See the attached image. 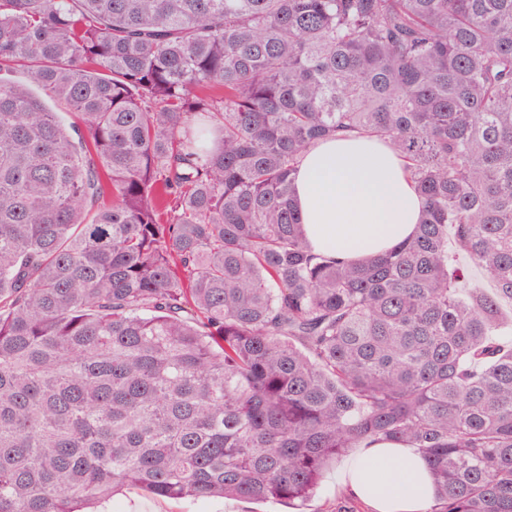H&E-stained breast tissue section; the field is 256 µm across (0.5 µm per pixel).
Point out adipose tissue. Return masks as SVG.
<instances>
[{
    "instance_id": "1",
    "label": "adipose tissue",
    "mask_w": 512,
    "mask_h": 512,
    "mask_svg": "<svg viewBox=\"0 0 512 512\" xmlns=\"http://www.w3.org/2000/svg\"><path fill=\"white\" fill-rule=\"evenodd\" d=\"M295 188L311 244L349 260L393 249L413 234L423 207L403 160L376 139L317 143L300 162ZM342 485L372 512H428L433 498L420 457L392 444L358 449Z\"/></svg>"
}]
</instances>
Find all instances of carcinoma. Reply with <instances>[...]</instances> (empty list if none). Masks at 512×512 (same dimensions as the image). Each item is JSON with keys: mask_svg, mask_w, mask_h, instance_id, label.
I'll return each instance as SVG.
<instances>
[{"mask_svg": "<svg viewBox=\"0 0 512 512\" xmlns=\"http://www.w3.org/2000/svg\"><path fill=\"white\" fill-rule=\"evenodd\" d=\"M341 136L423 199L361 261L294 204ZM506 302L512 0H0V512L303 504L378 442L512 512ZM99 512H281L295 510L282 505L256 504L243 500H180L149 496L135 487H126L109 501L93 507Z\"/></svg>", "mask_w": 512, "mask_h": 512, "instance_id": "cac0c4a2", "label": "carcinoma"}]
</instances>
